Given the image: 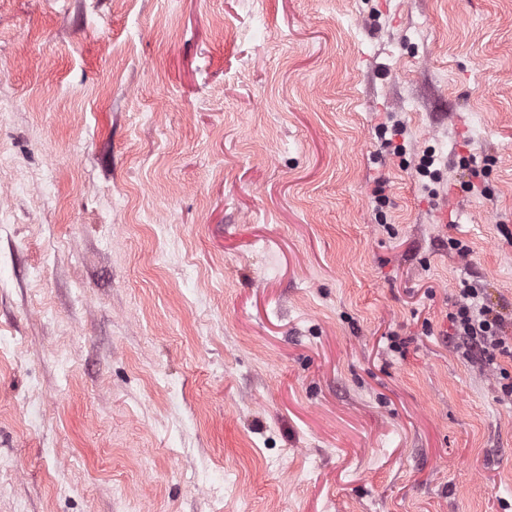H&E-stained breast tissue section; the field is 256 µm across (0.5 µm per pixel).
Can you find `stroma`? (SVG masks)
Here are the masks:
<instances>
[{
	"instance_id": "stroma-1",
	"label": "stroma",
	"mask_w": 512,
	"mask_h": 512,
	"mask_svg": "<svg viewBox=\"0 0 512 512\" xmlns=\"http://www.w3.org/2000/svg\"><path fill=\"white\" fill-rule=\"evenodd\" d=\"M507 230L512 0H0V512H512ZM453 312L448 317L451 322V340L458 353L467 361H477L498 370L500 391L512 398V375L498 359L512 360V336L505 331V317L486 303L478 304L484 298L479 281H463Z\"/></svg>"
}]
</instances>
